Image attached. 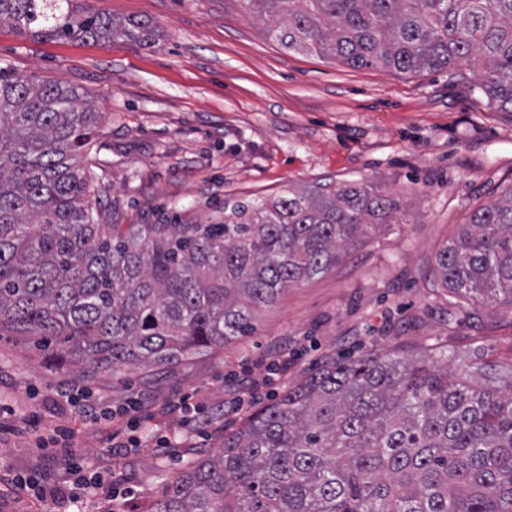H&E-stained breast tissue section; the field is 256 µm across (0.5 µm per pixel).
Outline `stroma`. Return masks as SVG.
Here are the masks:
<instances>
[{
  "mask_svg": "<svg viewBox=\"0 0 512 512\" xmlns=\"http://www.w3.org/2000/svg\"><path fill=\"white\" fill-rule=\"evenodd\" d=\"M120 19L150 20L148 43L42 40L0 27V62L87 94L98 114L83 163L111 224H212L224 207L316 184L364 183L400 206L336 269L255 311L253 335L173 366L93 372L0 328V512H148L184 467L222 448L252 406L323 362L432 351L512 363V307L452 296L435 255L479 206L512 186V112L493 108L479 78L352 68L284 48L244 0H90ZM88 391L101 425L58 398ZM143 402L140 445L117 407ZM190 397L201 430L171 411ZM20 413L41 423L16 426ZM72 430L74 455L54 447ZM172 435L177 448L155 441ZM111 485L68 501L76 479ZM27 490H19L18 481Z\"/></svg>",
  "mask_w": 512,
  "mask_h": 512,
  "instance_id": "obj_1",
  "label": "stroma"
}]
</instances>
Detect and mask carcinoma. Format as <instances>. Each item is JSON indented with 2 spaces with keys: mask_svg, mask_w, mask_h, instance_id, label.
<instances>
[{
  "mask_svg": "<svg viewBox=\"0 0 512 512\" xmlns=\"http://www.w3.org/2000/svg\"><path fill=\"white\" fill-rule=\"evenodd\" d=\"M285 48L353 68L482 76L512 112V0H245ZM33 38L148 42L146 20L78 0H0ZM97 113L78 88L0 66V325L118 371L169 366L253 331L256 309L342 261L396 203L319 184L214 224H99L80 158ZM441 286L512 306V188L435 257ZM153 512H512V363L368 354L327 362L224 434Z\"/></svg>",
  "mask_w": 512,
  "mask_h": 512,
  "instance_id": "carcinoma-1",
  "label": "carcinoma"
}]
</instances>
